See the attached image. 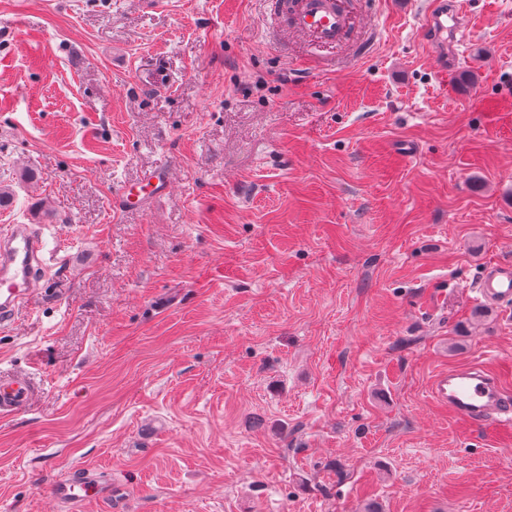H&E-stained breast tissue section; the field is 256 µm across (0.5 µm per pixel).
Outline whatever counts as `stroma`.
I'll return each instance as SVG.
<instances>
[{
    "label": "stroma",
    "instance_id": "1",
    "mask_svg": "<svg viewBox=\"0 0 512 512\" xmlns=\"http://www.w3.org/2000/svg\"><path fill=\"white\" fill-rule=\"evenodd\" d=\"M265 0H0L1 224L58 259L0 327V512L107 470L79 512H512V429L438 372L512 393V0H354L353 40L272 37ZM168 168L144 208L118 186ZM433 7L427 16V29L432 40L442 38L448 32V2L445 0L432 1ZM477 299L500 306L512 301V265L495 264L485 268L475 288ZM433 400L454 417L476 423L495 419L512 424V402L497 378L485 369L462 365L436 375L431 384ZM33 384L19 377L0 376V414L22 410L33 396ZM48 493L57 502L73 510L91 497L112 499V481L100 471L75 468L48 485Z\"/></svg>",
    "mask_w": 512,
    "mask_h": 512
}]
</instances>
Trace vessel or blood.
Masks as SVG:
<instances>
[{"label": "vessel or blood", "mask_w": 512, "mask_h": 512, "mask_svg": "<svg viewBox=\"0 0 512 512\" xmlns=\"http://www.w3.org/2000/svg\"><path fill=\"white\" fill-rule=\"evenodd\" d=\"M271 20L305 38L314 48L329 49L344 42L352 20L340 0H266ZM431 38L454 32L466 37L461 13H449L447 0H435L427 16ZM168 171L148 174L137 184L122 185L114 205L129 209L145 205L169 186ZM42 230L32 224H8L0 228V325L10 324L40 291V273L47 265ZM480 302L500 306L512 301V265L485 268L475 288ZM33 384L24 378L0 376V414L22 410L33 396ZM433 400L454 417L476 423L488 419L512 424V397L485 369L462 365L436 375L431 384ZM48 492L57 502L75 508L89 498H108L112 482L100 471L75 468L53 480Z\"/></svg>", "instance_id": "obj_1"}]
</instances>
